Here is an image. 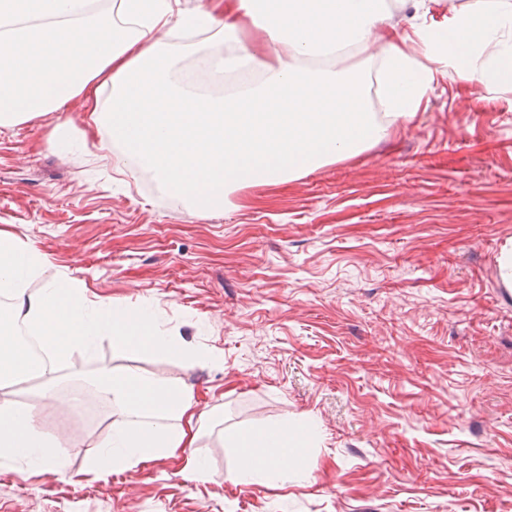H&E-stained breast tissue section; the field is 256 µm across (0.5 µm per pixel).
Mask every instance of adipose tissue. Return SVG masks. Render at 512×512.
<instances>
[{
    "mask_svg": "<svg viewBox=\"0 0 512 512\" xmlns=\"http://www.w3.org/2000/svg\"><path fill=\"white\" fill-rule=\"evenodd\" d=\"M0 0V126H16L82 100L89 136L103 156L125 147L180 203L220 212L229 192L279 183L358 155L388 137L366 108L359 75L339 69L347 54L377 62L378 96L388 113L419 112L436 73L484 88L512 86V0H469L440 26L413 23L412 36L388 24L389 0ZM210 33L224 50L210 66L239 76L235 92L210 94L172 80L193 43L175 32ZM508 67L489 75L482 50ZM46 255L0 230V460H25L36 473L62 468L65 444L44 431L36 407L11 399L29 380L50 386L74 353L103 337L120 351L190 358L194 349L161 330L151 304L88 299L83 280L29 282ZM94 383L112 402L110 436L85 475L97 477L184 457L207 414L187 386L134 369L98 368ZM317 429L306 424L238 428L233 483L303 479L294 448ZM195 479L206 462L184 457Z\"/></svg>",
    "mask_w": 512,
    "mask_h": 512,
    "instance_id": "ef3b65f1",
    "label": "adipose tissue"
}]
</instances>
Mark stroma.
<instances>
[{"label": "stroma", "instance_id": "stroma-1", "mask_svg": "<svg viewBox=\"0 0 512 512\" xmlns=\"http://www.w3.org/2000/svg\"><path fill=\"white\" fill-rule=\"evenodd\" d=\"M49 115L0 129V227L88 297L153 304L162 329L221 364L121 353L97 368L176 377L213 409L183 459L73 484L109 432L41 401L69 439L62 472L0 463V512H512V87L437 77L424 111L360 155L278 185L244 186L223 212L176 203L136 162L64 154ZM315 424L304 481L229 479V427Z\"/></svg>", "mask_w": 512, "mask_h": 512}]
</instances>
